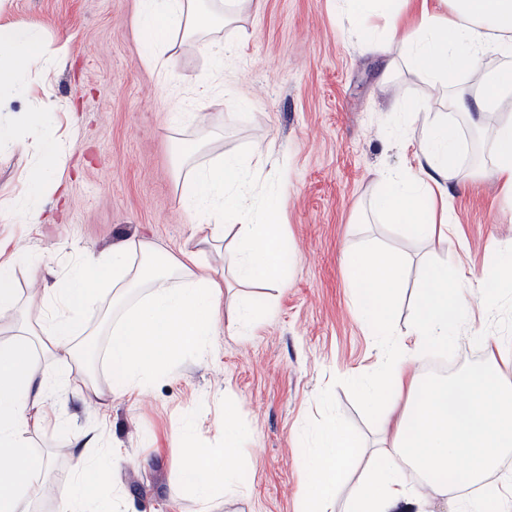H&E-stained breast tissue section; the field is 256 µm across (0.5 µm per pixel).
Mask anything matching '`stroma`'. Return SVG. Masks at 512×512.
<instances>
[{"mask_svg": "<svg viewBox=\"0 0 512 512\" xmlns=\"http://www.w3.org/2000/svg\"><path fill=\"white\" fill-rule=\"evenodd\" d=\"M137 14L138 0H8L5 18L34 24L48 45H69L44 85L60 107L67 191L44 201L39 223L0 221V246L17 256L13 278L31 312L41 309L45 285L82 255L133 238L178 258L194 241L175 168L194 138L172 129L171 112L215 61L188 50L170 79L147 70ZM224 36L232 46L224 56L229 97L196 109L223 127L226 153L247 156L263 146L243 202L279 199L281 232L298 258L283 288L246 286L225 273L222 314L202 349L166 364L134 395L120 392L109 336L95 337V388L39 399L46 421L28 442L51 461L34 474L43 486L40 512H57L78 439L94 455H121L99 512H302L319 430L333 420L357 434L361 463L371 461L377 439L378 418L354 381L377 373L385 350L361 317L344 252L376 246L409 258L392 322L398 342L412 329L423 264L447 263L472 281L495 275L499 257L512 253V213L501 207L486 136L447 107L448 99L471 95L482 74L504 69L502 60L489 57L482 73L441 88L406 66L400 42L384 57L363 52L340 0H261ZM390 58L396 68L388 74ZM423 105L447 114L462 140L475 144L466 162L479 175L452 186L447 236L419 243L371 214L368 202L380 172L418 168L426 128L409 111ZM34 156L30 135L0 153V207L12 206ZM244 302L253 322L238 334L228 325ZM483 335L512 337V291L480 299L447 350L429 349L421 368L481 364ZM228 398L245 429L234 460L241 480L205 507L182 480L171 434L187 418L194 447L222 448L214 422Z\"/></svg>", "mask_w": 512, "mask_h": 512, "instance_id": "stroma-1", "label": "stroma"}]
</instances>
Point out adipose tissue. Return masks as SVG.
Wrapping results in <instances>:
<instances>
[{
	"label": "adipose tissue",
	"mask_w": 512,
	"mask_h": 512,
	"mask_svg": "<svg viewBox=\"0 0 512 512\" xmlns=\"http://www.w3.org/2000/svg\"><path fill=\"white\" fill-rule=\"evenodd\" d=\"M258 4L259 0H140L137 23L145 42L141 64L169 76L188 44L223 61L225 26ZM343 5L353 28L365 29L364 22L372 15L386 20L385 32L365 30L362 49L378 50L384 42L400 40L409 65L436 82L453 84L459 73L480 71L490 56L512 58V0H343ZM68 49L65 42L48 49L30 24L0 20V152L17 147V129L40 134L36 159L12 207L13 215L26 224L38 223L42 202L63 187L54 123L57 107L48 98L22 106L30 93L26 77L47 72L54 57ZM472 98L478 112H498L512 99V68L488 77ZM172 125L200 132L194 152L182 155L178 166L180 204L199 227L195 248L184 258L161 260L150 244L131 240L112 252L86 257L64 280L46 288L43 309L24 314L17 338L0 341V448L9 452L8 462L0 465V512L39 509L40 487L30 469L35 457L25 435L45 420L42 407L30 400L32 392L49 391L51 385L31 372L36 354L31 335L46 337L52 351L66 353L78 365V372H63L60 385L89 388L94 353L72 342L83 313L92 310L104 291H111L113 302L119 304L133 291L146 290L143 301L126 309L124 324L113 328L109 346L113 364L122 370L121 390L131 395L167 361L201 349L210 335L220 312L224 276L207 258L223 252L225 217L235 219L236 242L235 252L225 255V266L243 282H287L290 263L284 258L277 199H267L255 209L240 203V190L254 175L251 162L212 153L216 137L207 132L203 115L188 121L176 112ZM488 140L502 205L512 211V115L489 128ZM420 156L417 170L384 175L382 190L369 202L372 213L415 240L447 231L453 221L449 184L474 174L463 166L457 129L448 122H432ZM344 263L362 292L363 313L377 335L390 338L392 309L405 278L403 260L361 248L346 252ZM504 288H512L511 262L503 265L497 278L471 288L458 286L447 264L426 269L413 343L391 341L376 378L355 382L364 404L381 416L383 449L353 494L348 512H396L403 503L424 504L431 494L454 489L444 471L449 459H468L462 479L476 484L504 452L512 450V386L499 378V363L512 353V345L490 336L483 340L486 359L478 366L427 382L417 371L426 346L447 349L479 293L491 295ZM235 414L233 405H225L218 423L224 446L218 452L191 447V422L173 432L183 478L202 502H211L223 484L238 480L237 470L228 464L242 435ZM360 446L354 433L336 423L321 431L313 450L319 475L305 487L304 512H327L328 501ZM408 464L425 472V480L410 484L404 472ZM109 465V460L78 450L73 481L60 495V512H90Z\"/></svg>",
	"instance_id": "adipose-tissue-1"
}]
</instances>
